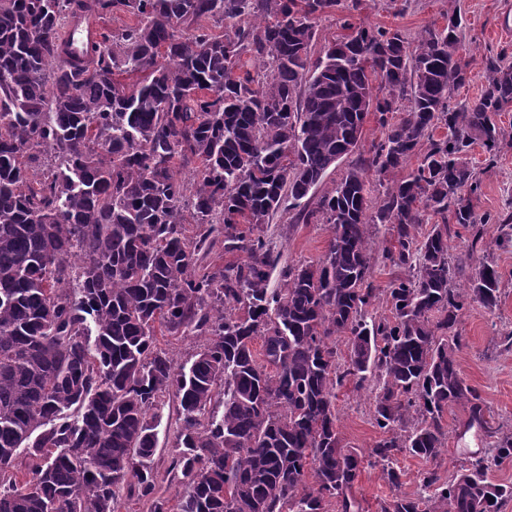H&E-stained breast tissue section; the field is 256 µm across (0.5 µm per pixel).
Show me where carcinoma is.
<instances>
[{
    "label": "carcinoma",
    "mask_w": 512,
    "mask_h": 512,
    "mask_svg": "<svg viewBox=\"0 0 512 512\" xmlns=\"http://www.w3.org/2000/svg\"><path fill=\"white\" fill-rule=\"evenodd\" d=\"M361 6L0 0V512H117L124 494L149 512H363V464L396 490V456L438 457L449 409L464 430H489L455 326L467 305L498 306L501 277L485 261L453 287L448 220L471 233L470 254L488 248L482 224L512 243V216L476 215L480 180L462 161L479 142L495 162L512 60L489 57L479 98L453 107L469 73L461 15L411 41L355 21ZM118 12L134 23L102 28L88 61L61 56L71 18ZM337 13L343 33L314 53L317 20ZM370 115L381 136L368 156L308 207ZM282 211L331 239L272 288L280 255L264 226ZM427 215L441 222L421 235ZM381 224L393 240L382 257L401 271L382 290ZM219 239L234 260L202 263ZM382 295L391 315L377 317ZM166 335L204 341L178 363L157 348ZM346 384L373 389L382 437L367 455L339 431ZM170 393L173 505L154 464ZM505 461L512 433L445 481L422 472L429 495L396 493L378 512H500L512 485L489 472ZM385 246H390V234L388 230H386V227L379 226V230L376 233V255L378 256L372 269L371 281L380 289L385 288L394 276V272L389 268V266L384 264L381 257L382 249Z\"/></svg>",
    "instance_id": "carcinoma-1"
}]
</instances>
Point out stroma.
<instances>
[{
	"label": "stroma",
	"mask_w": 512,
	"mask_h": 512,
	"mask_svg": "<svg viewBox=\"0 0 512 512\" xmlns=\"http://www.w3.org/2000/svg\"><path fill=\"white\" fill-rule=\"evenodd\" d=\"M460 10L465 29L464 46L469 61L470 79L452 93L453 105L461 106L480 95L486 58L500 50L512 54V0H408L406 11H399L391 0H365L361 19L375 27L401 29L408 38H415L426 26H444L453 10ZM499 125L505 131L495 164H487V154L481 145H474L466 156L474 167L481 193L474 201L476 214L508 213L512 215V112L501 113ZM270 232L281 264H311L323 259L330 239L324 224L295 223L290 214H277ZM501 274V298L497 308L486 310L479 305L465 307L459 316L457 329L466 345L459 361L468 386L476 388L488 407L486 417L492 428L512 431V347L504 345L505 333L512 331V247L494 248L490 255ZM339 430L345 442L358 451L370 452L381 432L372 423V394L342 388L336 399ZM463 417L460 409L448 411L445 422L449 434L442 454L434 460L410 455H398L401 469L400 490L408 495H420L419 475L426 470L437 471L441 478L450 477L466 453L478 452L492 445L493 439L482 436L458 437L456 425ZM179 423V404L167 398L157 420V453L155 467L164 482L166 496L175 498L183 490L176 481H168L171 448Z\"/></svg>",
	"instance_id": "35a3bbf8"
}]
</instances>
